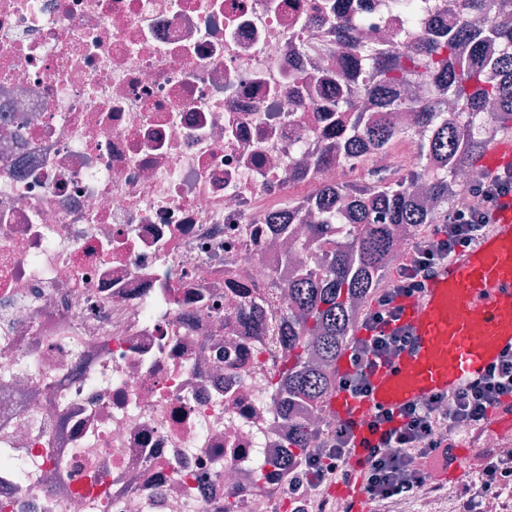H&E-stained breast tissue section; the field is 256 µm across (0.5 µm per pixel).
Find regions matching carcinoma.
I'll return each mask as SVG.
<instances>
[{
  "instance_id": "carcinoma-1",
  "label": "carcinoma",
  "mask_w": 512,
  "mask_h": 512,
  "mask_svg": "<svg viewBox=\"0 0 512 512\" xmlns=\"http://www.w3.org/2000/svg\"><path fill=\"white\" fill-rule=\"evenodd\" d=\"M460 19L437 29L412 56H402L396 47L362 40L356 18L338 12L328 21L361 59L357 82L378 101L380 115L364 119L358 130L345 135L350 155L360 156L364 144L390 149L402 131L389 120V110L411 106L418 124L429 131L421 142L423 157L412 164L403 185L383 175L354 179L336 187L323 186L313 195H290L288 214L313 206L321 223L315 235L333 223L342 205L350 211L351 227L344 243L326 256L322 277L304 275L288 284V297L298 314L288 317V356L281 364L278 385L288 391L283 411L293 400L320 403L336 391L337 365L352 339L355 322L349 313L352 300L367 303L390 270L397 224L420 228L436 222L448 211L458 193L455 172L477 173L475 158L490 147L483 136L485 114L498 133L512 132V14L495 8V0H448ZM498 48L496 61L488 49ZM433 79L447 84L448 96L458 112L448 116L447 103L434 94L407 100L400 87L410 80ZM351 83L336 80V103L340 111H353ZM421 181L423 190L440 199L434 211L421 209L409 186ZM309 432L290 423L287 451L276 461L284 471L293 469L309 450Z\"/></svg>"
}]
</instances>
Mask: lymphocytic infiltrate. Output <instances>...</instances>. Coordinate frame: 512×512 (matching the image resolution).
Here are the masks:
<instances>
[{"label": "lymphocytic infiltrate", "mask_w": 512, "mask_h": 512, "mask_svg": "<svg viewBox=\"0 0 512 512\" xmlns=\"http://www.w3.org/2000/svg\"><path fill=\"white\" fill-rule=\"evenodd\" d=\"M466 194L470 200L467 210L449 209L422 230L412 251L400 256L388 287L373 296L362 321L366 333L351 342V369L338 381L339 389L351 397L365 396L372 370L388 360L392 349L405 343L401 329L395 326L400 313L398 299L423 288L433 270L455 250L470 247L489 230L501 198L512 194V169L478 175L467 186ZM507 399H512V356L497 361L481 381L451 396L439 395L429 403L413 404L403 410L396 425L381 434L367 460L364 479L370 503L412 496L423 480L411 466L412 454L447 456L449 435L462 426L482 428L490 411ZM351 438L348 428H339L325 447L310 454L303 482L321 484L345 478ZM511 484L512 464L490 459L480 472L478 485L462 481L457 512H480L482 496Z\"/></svg>", "instance_id": "obj_1"}]
</instances>
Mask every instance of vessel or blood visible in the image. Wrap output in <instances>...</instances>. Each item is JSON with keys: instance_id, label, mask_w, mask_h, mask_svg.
<instances>
[{"instance_id": "1", "label": "vessel or blood", "mask_w": 512, "mask_h": 512, "mask_svg": "<svg viewBox=\"0 0 512 512\" xmlns=\"http://www.w3.org/2000/svg\"><path fill=\"white\" fill-rule=\"evenodd\" d=\"M512 164V141L493 144L478 166L495 171ZM406 343L396 357L370 374V390L360 399L334 392L328 412L348 425L354 437L353 475L337 492L351 512H367L360 471L377 440L376 413L403 408L481 381L502 355L512 353V198L504 200L495 224L469 248L438 266L424 288L400 300Z\"/></svg>"}]
</instances>
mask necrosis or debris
Segmentation results:
<instances>
[{
	"mask_svg": "<svg viewBox=\"0 0 512 512\" xmlns=\"http://www.w3.org/2000/svg\"><path fill=\"white\" fill-rule=\"evenodd\" d=\"M320 2L0 0V512H350L273 468L253 486L288 437L263 326L334 245L271 218L420 144L330 161L353 57ZM350 3L411 52L399 0ZM412 465L380 512H457Z\"/></svg>",
	"mask_w": 512,
	"mask_h": 512,
	"instance_id": "obj_1",
	"label": "necrosis or debris"
}]
</instances>
